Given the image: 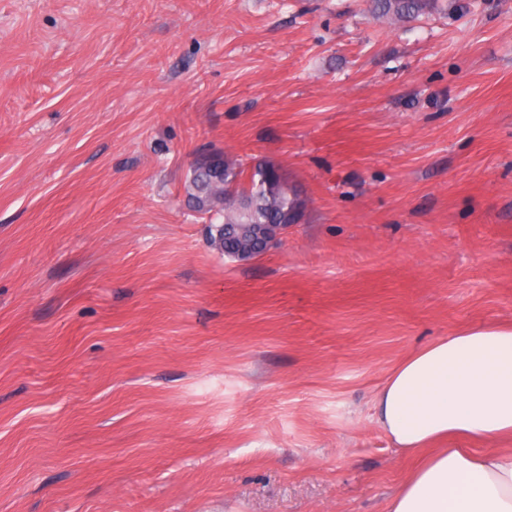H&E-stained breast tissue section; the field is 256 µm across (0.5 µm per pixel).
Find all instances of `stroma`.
<instances>
[{"mask_svg": "<svg viewBox=\"0 0 512 512\" xmlns=\"http://www.w3.org/2000/svg\"><path fill=\"white\" fill-rule=\"evenodd\" d=\"M306 201L225 258L194 158ZM512 322V0H0V512H388L386 374ZM439 0H374L372 13L398 21H411L440 8Z\"/></svg>", "mask_w": 512, "mask_h": 512, "instance_id": "1", "label": "stroma"}]
</instances>
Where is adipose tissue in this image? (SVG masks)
Returning <instances> with one entry per match:
<instances>
[{"mask_svg":"<svg viewBox=\"0 0 512 512\" xmlns=\"http://www.w3.org/2000/svg\"><path fill=\"white\" fill-rule=\"evenodd\" d=\"M371 418L394 447L420 456L389 512H512V323L427 344L377 388Z\"/></svg>","mask_w":512,"mask_h":512,"instance_id":"obj_1","label":"adipose tissue"}]
</instances>
